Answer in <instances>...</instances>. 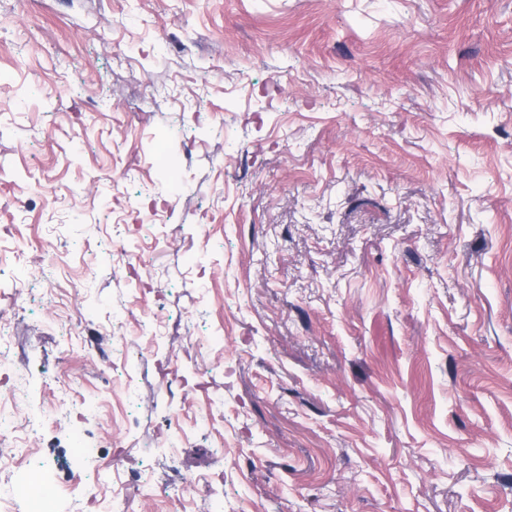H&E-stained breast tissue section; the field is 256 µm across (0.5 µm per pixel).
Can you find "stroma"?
<instances>
[{
  "label": "stroma",
  "mask_w": 512,
  "mask_h": 512,
  "mask_svg": "<svg viewBox=\"0 0 512 512\" xmlns=\"http://www.w3.org/2000/svg\"><path fill=\"white\" fill-rule=\"evenodd\" d=\"M0 250L59 512H512V0H0Z\"/></svg>",
  "instance_id": "35a3bbf8"
}]
</instances>
